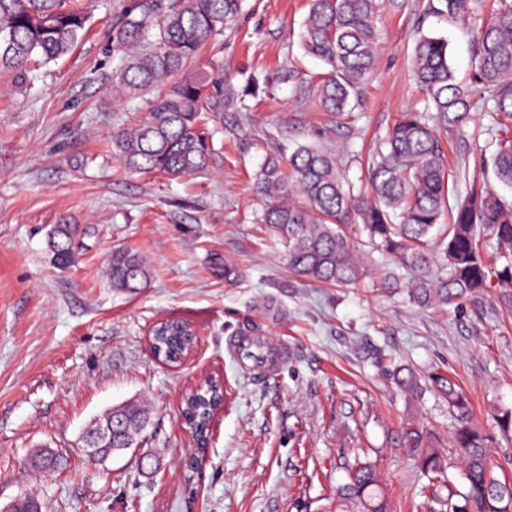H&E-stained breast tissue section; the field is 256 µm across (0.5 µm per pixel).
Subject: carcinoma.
Segmentation results:
<instances>
[{
	"mask_svg": "<svg viewBox=\"0 0 512 512\" xmlns=\"http://www.w3.org/2000/svg\"><path fill=\"white\" fill-rule=\"evenodd\" d=\"M242 7L243 0H170L165 8L158 0H123L112 36L122 53L112 91L149 102L142 119L112 135L113 155L125 168L174 177L208 168L205 114L243 112L248 105L232 79L214 77L200 57L206 45L232 29ZM378 11V0H310L301 47L328 71L300 81L284 70L281 80L334 117L352 112L379 49ZM428 12L470 22L471 85L456 83L446 40L418 38L412 77L425 95V107L401 113L388 128L368 163L365 186L357 188L346 178L336 152L300 143L286 157H266L254 184L264 203L259 220L285 244L288 266L303 281L357 284L365 269L347 232L357 224L377 250L412 271L407 291L418 306L473 301L494 279L503 303L512 307V201L474 179L464 198L450 203L453 171L443 141L464 132L473 109L492 113L498 131L493 170L499 181L512 185V0H429ZM88 21L80 0H0V74L23 84L33 66L69 54ZM445 213L449 221L443 224ZM76 232L75 224L53 225L49 247L55 261L72 260ZM483 234L496 241L493 263L479 248ZM108 271L112 287L130 293L148 278L144 262L127 249L112 250ZM194 340L191 327L178 318L153 329V348L170 362ZM446 395L458 421L450 445L459 465L458 484L445 478L447 457L417 428L402 436L403 453L429 477L423 490L427 507L430 512H512V482L497 476L500 464L471 417L468 398L451 382ZM221 399L220 386L205 385L185 405L201 453ZM109 424L112 438L100 444V457L106 459L115 448L137 445L148 413L136 404L119 405L95 418L84 434ZM29 463L51 472L63 468L66 458L40 448ZM333 510L391 512L376 465L356 464L337 490Z\"/></svg>",
	"mask_w": 512,
	"mask_h": 512,
	"instance_id": "1",
	"label": "carcinoma"
}]
</instances>
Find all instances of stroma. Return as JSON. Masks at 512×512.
I'll return each mask as SVG.
<instances>
[{
    "label": "stroma",
    "mask_w": 512,
    "mask_h": 512,
    "mask_svg": "<svg viewBox=\"0 0 512 512\" xmlns=\"http://www.w3.org/2000/svg\"><path fill=\"white\" fill-rule=\"evenodd\" d=\"M426 0H394L377 19L382 48L352 118L339 121L301 101L283 69L326 72L304 55L309 0H244L243 12L203 60L244 89L259 83L248 111L209 121L212 157L196 175L172 179L125 170L112 131L146 111L110 90L120 64L112 26L120 0H85L89 32L73 51L31 69L22 86L0 78V512L23 496L41 512H321L358 452L376 462L394 512H421L425 479L398 440L406 423L447 448L455 419L437 375L452 376L493 438L491 455L512 478V445L490 411L512 408V310L500 291L461 307L421 308L380 282L392 261L353 239L367 275L338 287L297 281L286 248L257 217L253 183L265 156L315 141L340 151L359 181L376 138L401 112L422 107L409 82L420 35L448 42L461 85H469L470 34L426 13ZM448 156L465 194L489 161L490 113L475 112ZM77 225L74 258L51 257L53 225ZM115 248L141 255L144 288H114ZM179 317L198 333L182 366L158 360L152 329ZM263 336L288 349L286 363L246 365L227 345ZM408 368L417 392L396 386ZM229 395L205 453L182 419V397L207 374ZM140 401L150 424L137 448L91 464L84 427L113 406ZM52 448L66 468L32 472L33 449ZM201 456L198 473L184 463Z\"/></svg>",
    "instance_id": "35a3bbf8"
}]
</instances>
